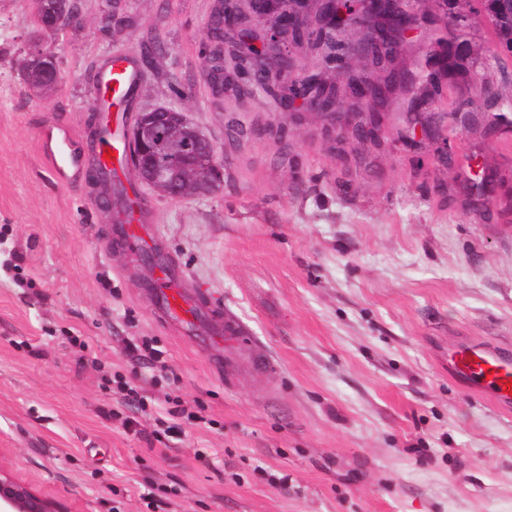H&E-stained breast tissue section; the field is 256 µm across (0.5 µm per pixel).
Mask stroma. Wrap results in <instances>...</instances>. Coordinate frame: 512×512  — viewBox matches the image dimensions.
<instances>
[{
	"mask_svg": "<svg viewBox=\"0 0 512 512\" xmlns=\"http://www.w3.org/2000/svg\"><path fill=\"white\" fill-rule=\"evenodd\" d=\"M53 42L62 82L37 101L18 70L34 40L30 0H0V468L71 512H512V410L448 373L467 341L512 346V213L464 203L470 166L512 198V127L449 126L452 172L388 139L346 164L306 116L276 141L239 142L224 115L281 123L264 92L246 103L201 77L213 0H78ZM112 36H105V29ZM158 33L138 104L180 106L223 147L224 182L170 199L138 187L161 268L118 250L87 171L61 183L42 133L66 121L89 142L99 66ZM173 279L240 325L229 344L157 315ZM150 339L166 369L136 360ZM141 385L122 402L114 377ZM181 433H156L175 405Z\"/></svg>",
	"mask_w": 512,
	"mask_h": 512,
	"instance_id": "stroma-1",
	"label": "stroma"
}]
</instances>
